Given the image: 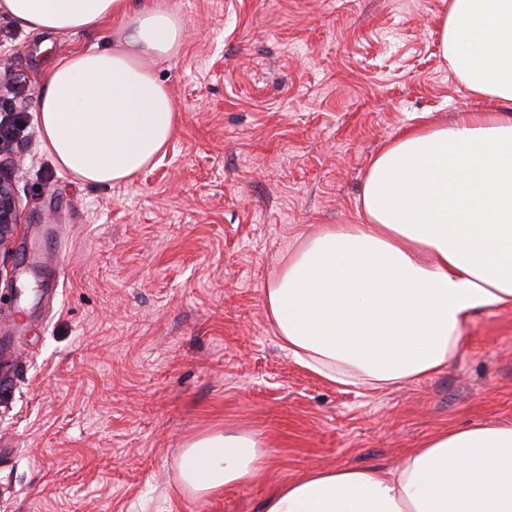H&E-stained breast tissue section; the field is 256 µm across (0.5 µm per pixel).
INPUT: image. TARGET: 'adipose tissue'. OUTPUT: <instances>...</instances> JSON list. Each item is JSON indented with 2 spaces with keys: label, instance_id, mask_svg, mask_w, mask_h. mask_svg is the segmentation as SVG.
I'll return each mask as SVG.
<instances>
[{
  "label": "adipose tissue",
  "instance_id": "adipose-tissue-1",
  "mask_svg": "<svg viewBox=\"0 0 512 512\" xmlns=\"http://www.w3.org/2000/svg\"><path fill=\"white\" fill-rule=\"evenodd\" d=\"M26 30L121 21L107 50L44 77V149L89 185L131 180L164 151L175 104L154 64L182 43L157 0H0ZM441 52L485 109L405 129L370 163L361 224L319 229L267 288L282 349L332 385L402 386L447 367L472 318L512 308V0H449ZM265 458L251 434L210 432L182 454L181 484L210 495ZM264 512H512V427L445 429L392 469H318L279 485Z\"/></svg>",
  "mask_w": 512,
  "mask_h": 512
}]
</instances>
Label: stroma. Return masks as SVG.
Returning <instances> with one entry per match:
<instances>
[{
  "instance_id": "obj_1",
  "label": "stroma",
  "mask_w": 512,
  "mask_h": 512,
  "mask_svg": "<svg viewBox=\"0 0 512 512\" xmlns=\"http://www.w3.org/2000/svg\"><path fill=\"white\" fill-rule=\"evenodd\" d=\"M186 36L156 66L178 113L128 183L83 184L43 150L46 69L118 23L37 34L0 15V144L21 222L0 279V512H263L313 469L400 464L451 427L512 426V309L474 317L441 372L334 386L283 350L264 293L325 224H360L372 158L478 103L440 53L448 0H165ZM258 436L248 481L200 496L181 456Z\"/></svg>"
}]
</instances>
